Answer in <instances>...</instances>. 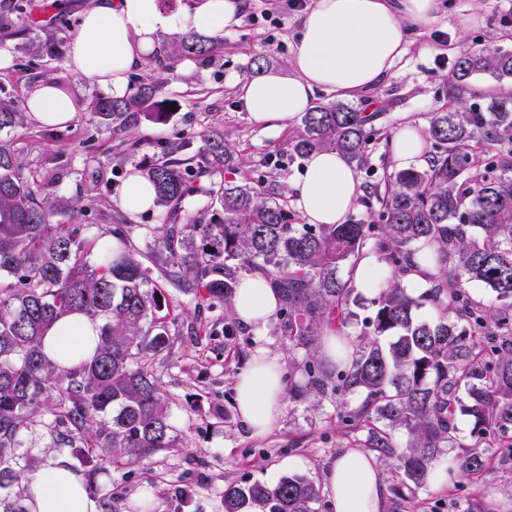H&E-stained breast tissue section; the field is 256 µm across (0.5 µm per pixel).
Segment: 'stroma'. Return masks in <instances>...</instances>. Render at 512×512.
Returning <instances> with one entry per match:
<instances>
[{
    "mask_svg": "<svg viewBox=\"0 0 512 512\" xmlns=\"http://www.w3.org/2000/svg\"><path fill=\"white\" fill-rule=\"evenodd\" d=\"M93 0H32L41 25L13 15L0 30V92L13 97L18 111L37 85L47 79L63 82L83 97L97 94L91 77L68 65V53L78 20ZM444 9L431 31L415 36L392 73L375 87L353 98L358 107L379 106L383 127L401 129L412 122L424 126L429 113L448 105L444 79L465 43H491L512 49V0H443ZM243 21L225 30L224 53L205 63L192 55L176 62L175 77L157 95L167 110L166 122L145 119L122 135L77 114L63 127H50L26 117L23 126L0 130V143L13 146L22 164L45 178V191L65 202L57 215L61 224L107 228L124 216L120 195L132 173L142 172L160 157L173 133H182L190 154H200L208 131H223L240 152L241 176L270 179L288 209H295L293 184L304 161L288 150L289 128L269 131L256 125L242 108L239 87L247 79L254 56H266L269 69L287 70L300 17L293 0H244ZM481 17V26L461 29L460 16ZM53 39L55 57L39 54ZM138 141L137 151H124L122 139ZM104 193L99 211L80 213L72 204L93 190ZM158 315L171 335L169 348L154 368L169 401L178 447L160 451L119 470L97 472L88 490L100 512H126L137 495L151 493L152 512H224V487L255 482L275 485L285 477L281 462L301 456L306 476L321 478L336 454L362 447L364 431L341 429L336 401L310 399L288 402L275 428L252 435L238 420L234 387L258 347L265 346L284 360L304 362V349H287L280 320L260 328L239 327L235 337L224 334V306L199 307L194 297L170 287L161 290ZM52 419L37 417L21 436L13 465L22 473L57 458L69 459L78 473L85 466L70 448L55 447ZM489 469L466 477L451 488L431 485L387 494L385 512H512V448H489Z\"/></svg>",
    "mask_w": 512,
    "mask_h": 512,
    "instance_id": "35a3bbf8",
    "label": "stroma"
}]
</instances>
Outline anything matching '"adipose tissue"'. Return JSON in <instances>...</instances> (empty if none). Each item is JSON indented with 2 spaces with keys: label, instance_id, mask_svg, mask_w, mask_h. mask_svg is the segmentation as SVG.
I'll use <instances>...</instances> for the list:
<instances>
[{
  "label": "adipose tissue",
  "instance_id": "ef3b65f1",
  "mask_svg": "<svg viewBox=\"0 0 512 512\" xmlns=\"http://www.w3.org/2000/svg\"><path fill=\"white\" fill-rule=\"evenodd\" d=\"M242 8V0H194L186 12L164 10L160 0H97L80 18L68 64L119 98L127 92L129 74L155 53L162 34L221 33L240 24ZM440 8L441 0H312L299 19L289 72L271 70L243 81L244 110L277 130L311 108L316 90L346 99L369 90L391 73L413 36L434 26ZM80 107L78 92L53 80L40 83L27 100L28 112L47 126L71 122ZM294 195L308 223L341 224L358 197V178L337 152H316L306 159ZM280 305L278 292L258 273L241 278L232 299L236 319L250 328L275 319ZM100 328V321L69 314L46 332L43 352L62 366L76 365L94 353ZM286 398L282 357L259 349L236 382L240 423L251 434H266L279 421ZM24 486L28 512H99L84 477L64 459L28 474ZM324 491L331 512L385 509L378 458L360 448L337 454L325 473Z\"/></svg>",
  "mask_w": 512,
  "mask_h": 512
}]
</instances>
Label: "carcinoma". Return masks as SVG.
<instances>
[{"label": "carcinoma", "mask_w": 512, "mask_h": 512, "mask_svg": "<svg viewBox=\"0 0 512 512\" xmlns=\"http://www.w3.org/2000/svg\"><path fill=\"white\" fill-rule=\"evenodd\" d=\"M219 38L185 32L174 37L171 58H215ZM512 80V50L487 44L464 51L445 79L448 110L433 112L422 130L428 164L395 171L384 193L372 190L367 209L379 204L378 223L302 224L269 198L263 180L219 182L238 167L224 133L210 131L203 157L186 154L177 137L145 169L157 205L176 213L202 195L220 215L195 213L182 224L153 229L149 252L131 241L129 224L93 233L86 224H55L57 204L42 194L39 172L25 168L0 144V490L20 479L12 449L38 416H52L56 443L75 450L89 472L121 468L132 457L178 447L167 398L152 367L170 345L160 308V277L202 303L224 304L245 273L260 272L281 294L280 320L288 348H304L306 390L288 384V398L336 397L342 428L367 429L365 447L400 477L393 488L420 487L430 464L460 448L455 421L470 423L469 452L458 476L486 468L484 449L512 448V92L480 95L474 78ZM174 76L138 80L122 98H97L90 120L126 132L138 115L158 123L167 113L156 100ZM381 112L321 102L304 113L288 141L300 158L334 150L361 171L368 145L380 134ZM23 123L13 103L0 98V129ZM433 249L428 291L413 296L403 279L415 271L418 244ZM388 271V284L370 299L369 331L354 337L348 361L326 366L318 352L326 333L346 334L357 302L352 278L341 276L366 253ZM150 265H145V262ZM477 282L492 301L472 297ZM428 304L430 322L415 311ZM80 312L102 322L94 355L71 368L44 356V333L63 315ZM364 395L349 407L348 397ZM408 440L395 443L393 433ZM321 483L307 476L276 485L230 484L224 512H315Z\"/></svg>", "instance_id": "obj_1"}]
</instances>
